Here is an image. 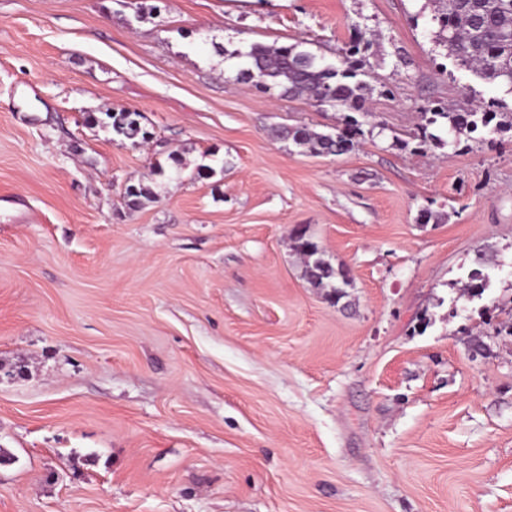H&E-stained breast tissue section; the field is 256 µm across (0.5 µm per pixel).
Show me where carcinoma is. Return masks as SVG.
Returning a JSON list of instances; mask_svg holds the SVG:
<instances>
[{"label": "carcinoma", "mask_w": 512, "mask_h": 512, "mask_svg": "<svg viewBox=\"0 0 512 512\" xmlns=\"http://www.w3.org/2000/svg\"><path fill=\"white\" fill-rule=\"evenodd\" d=\"M445 9L433 15L439 30H448L452 39L444 43L447 55L460 66L474 72L481 79L508 88L512 92V0H442ZM370 42L363 35L352 41L339 59V64L323 62L314 53L294 43L270 47L254 43L245 52L237 51L231 57L243 60L237 78L254 83L259 90L272 87L288 98L308 96L320 107H341L349 111L343 126L332 132L316 133L306 127L290 128L286 135L298 146H311L319 154L341 155L354 147L355 138L363 134L358 115L365 113L368 86L358 79L364 68L365 53ZM501 104L475 105L461 112L445 103L437 102L423 112L424 124L416 135L417 148L425 150L436 140L429 127L446 124L448 132L472 134L485 131L497 134L512 130V111L499 112ZM136 112H107L101 123L127 139L146 135ZM125 197L128 206L138 208L151 200V191L145 185H129ZM303 253L304 278L315 288L325 290L332 303L346 297L349 278L340 269L323 258L317 243L306 240L297 247ZM475 267L464 283L463 295H480L485 289L486 258L476 254Z\"/></svg>", "instance_id": "1"}]
</instances>
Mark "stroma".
I'll return each mask as SVG.
<instances>
[{
	"mask_svg": "<svg viewBox=\"0 0 512 512\" xmlns=\"http://www.w3.org/2000/svg\"><path fill=\"white\" fill-rule=\"evenodd\" d=\"M437 7L0 0V512H512V131L415 140L428 102L512 94L447 58ZM358 30L365 133L311 153L282 130L343 110L232 54L334 63ZM124 109L149 140L99 124ZM302 246H297V250L303 253L304 278L314 287L325 290L326 297L332 303H339L346 297L344 288L351 285L349 283V271L343 269L347 277H343L340 268H334L327 260L323 258L322 251L317 243L306 239ZM486 262L484 254H476L474 260L476 266L471 270L468 276V281L464 283V288L462 289L463 295L468 298H470L471 290H473L476 295H482L486 281V276L484 274Z\"/></svg>",
	"mask_w": 512,
	"mask_h": 512,
	"instance_id": "obj_1",
	"label": "stroma"
}]
</instances>
